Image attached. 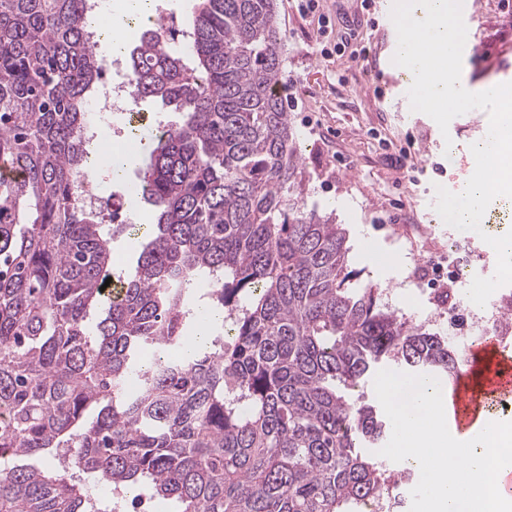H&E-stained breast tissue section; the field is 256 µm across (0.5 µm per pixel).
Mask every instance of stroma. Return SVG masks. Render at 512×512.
Listing matches in <instances>:
<instances>
[{"instance_id":"35a3bbf8","label":"stroma","mask_w":512,"mask_h":512,"mask_svg":"<svg viewBox=\"0 0 512 512\" xmlns=\"http://www.w3.org/2000/svg\"><path fill=\"white\" fill-rule=\"evenodd\" d=\"M277 3L286 47L282 96L305 158L306 207L343 224L355 287L383 289L404 317L447 327L448 287L433 257L444 254L449 238H468L481 254L475 273L488 278L496 252L478 234L450 230L429 203L436 186H463L457 172L483 140L487 113L457 116L444 134L411 110L401 69L390 62L396 32L381 2L367 9L361 0H319L307 16L292 0ZM463 5L472 17L463 80L477 88L512 82V5Z\"/></svg>"}]
</instances>
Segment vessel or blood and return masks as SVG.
I'll use <instances>...</instances> for the list:
<instances>
[{
    "label": "vessel or blood",
    "mask_w": 512,
    "mask_h": 512,
    "mask_svg": "<svg viewBox=\"0 0 512 512\" xmlns=\"http://www.w3.org/2000/svg\"><path fill=\"white\" fill-rule=\"evenodd\" d=\"M512 396V349L496 337L472 345L448 386V421L466 434L483 425L491 403Z\"/></svg>",
    "instance_id": "b4317fda"
}]
</instances>
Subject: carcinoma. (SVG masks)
<instances>
[{
	"mask_svg": "<svg viewBox=\"0 0 512 512\" xmlns=\"http://www.w3.org/2000/svg\"><path fill=\"white\" fill-rule=\"evenodd\" d=\"M91 24L85 0H0V512H112L86 478L176 512H392L364 387L464 349L352 287L346 230L305 208L276 0H201L183 49L152 24L131 50L139 100L182 120L133 187L154 223L115 298L114 237L71 195Z\"/></svg>",
	"mask_w": 512,
	"mask_h": 512,
	"instance_id": "obj_1",
	"label": "carcinoma"
}]
</instances>
